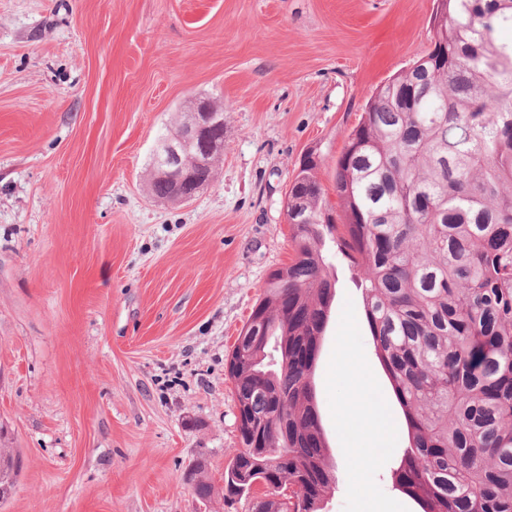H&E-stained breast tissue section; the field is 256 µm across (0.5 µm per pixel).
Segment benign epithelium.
<instances>
[{
    "label": "benign epithelium",
    "mask_w": 512,
    "mask_h": 512,
    "mask_svg": "<svg viewBox=\"0 0 512 512\" xmlns=\"http://www.w3.org/2000/svg\"><path fill=\"white\" fill-rule=\"evenodd\" d=\"M180 132L161 144L153 156L151 178L166 186L163 201L192 200L215 174L216 160L224 152L222 140L214 133L224 124V113L203 97L188 101L181 108Z\"/></svg>",
    "instance_id": "1"
}]
</instances>
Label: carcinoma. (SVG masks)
<instances>
[{"mask_svg": "<svg viewBox=\"0 0 512 512\" xmlns=\"http://www.w3.org/2000/svg\"><path fill=\"white\" fill-rule=\"evenodd\" d=\"M430 50L379 86L337 160L335 216L308 155L288 188L294 260L274 270L226 356L244 411L240 468L300 487L261 512H324L336 487L312 376L335 283L365 313L408 430L392 485L419 512H512V0H443ZM342 224H336V220ZM20 457L0 453V505ZM197 499L215 486L190 473ZM250 496L224 471V500Z\"/></svg>", "mask_w": 512, "mask_h": 512, "instance_id": "1", "label": "carcinoma"}]
</instances>
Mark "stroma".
Listing matches in <instances>:
<instances>
[{
    "label": "stroma",
    "mask_w": 512,
    "mask_h": 512,
    "mask_svg": "<svg viewBox=\"0 0 512 512\" xmlns=\"http://www.w3.org/2000/svg\"><path fill=\"white\" fill-rule=\"evenodd\" d=\"M434 4L0 0V428L22 459L0 512H251L221 494L240 447L225 357L294 255L304 156L340 211L336 161L373 91L429 48ZM196 96L224 110L223 158L194 199L158 201L147 168ZM332 264L325 509L414 512L389 479L407 428L357 272ZM201 459L204 502L186 481Z\"/></svg>",
    "instance_id": "1"
}]
</instances>
